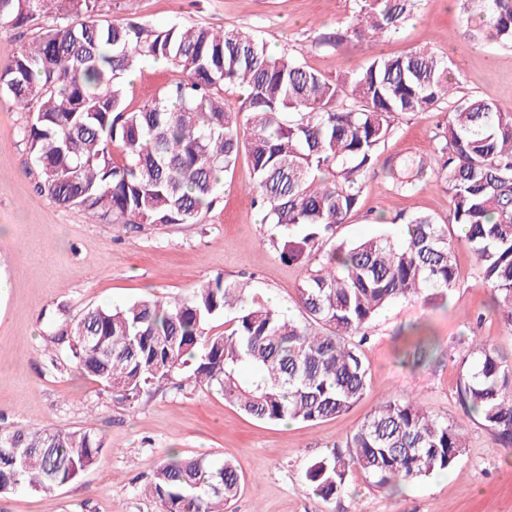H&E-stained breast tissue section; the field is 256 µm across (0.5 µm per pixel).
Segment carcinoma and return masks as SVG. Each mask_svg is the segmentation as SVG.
Listing matches in <instances>:
<instances>
[{
    "label": "carcinoma",
    "instance_id": "cac0c4a2",
    "mask_svg": "<svg viewBox=\"0 0 512 512\" xmlns=\"http://www.w3.org/2000/svg\"><path fill=\"white\" fill-rule=\"evenodd\" d=\"M347 25L319 40L341 47L395 34L417 0H353ZM53 23L24 49L0 54V90L27 113L19 136L39 170L38 189L64 208L111 224H196L234 172L251 162L270 244L280 259L306 268L298 287L304 320L246 295L218 276L176 301L147 297L90 308L53 343L79 373L133 404L150 386L192 368L246 414L264 422L335 418L364 396L371 372L362 328L412 296L443 302L457 284L453 238L466 242L512 328V107L455 94L448 58L411 50L371 57L332 80L235 27L178 23L148 28L105 23L101 0H0V25L24 28L39 15ZM76 16L79 24L70 22ZM461 21L475 34L512 45V0H462ZM170 64L177 77L152 99L127 102L126 72L141 59ZM247 91L239 112L224 106V86ZM447 107L448 123L430 152L385 167L391 190L421 182L448 192L451 218L405 221L407 234L336 241L357 210L367 175L402 114ZM227 312L224 332L204 326ZM93 336L96 346L80 340ZM458 396L512 448V355L473 351ZM255 377L246 379L242 370ZM103 447L91 428L0 431V497L18 489L51 492L87 471ZM306 472L313 494L333 499L361 470L392 490L455 469L464 425L431 415L410 399H387ZM241 477L229 460L174 455L147 490L162 512H226Z\"/></svg>",
    "mask_w": 512,
    "mask_h": 512
}]
</instances>
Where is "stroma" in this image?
<instances>
[{
    "label": "stroma",
    "instance_id": "obj_1",
    "mask_svg": "<svg viewBox=\"0 0 512 512\" xmlns=\"http://www.w3.org/2000/svg\"><path fill=\"white\" fill-rule=\"evenodd\" d=\"M112 22L162 26L173 21L255 34L271 54L289 53L327 77L358 69L376 54L425 50L449 57L460 91L512 102V48L474 37L461 21L460 0H420L413 18L377 42L343 47L319 43L345 26L353 0H103ZM174 77L167 64L144 59L127 85L139 104ZM446 110L402 116L381 149L382 162L426 154L445 127ZM24 112L0 93V429L93 428L104 440L82 477L51 492L22 489L0 499V512H160L144 487L172 454L233 461L242 474L228 512H512V448L499 445L480 421L468 423L454 472L390 491L354 471L332 502L313 496L306 471L344 446L384 399L417 398L430 413L462 417L457 384L476 344L512 353V329L493 306L477 259L461 241L453 251L458 282L446 303L399 301L365 329L371 369L365 396L346 413L323 421L262 423L189 371L143 393L132 406L80 376L51 340L53 316L66 306L73 320L90 307L121 306L147 295L169 301L215 277L244 283L249 293L298 315L297 288L306 271L280 260L271 230L249 186L250 162L236 168L198 224L137 227L90 222L83 211L56 204L37 187V167L18 135ZM425 214L447 223L448 194L419 186L394 194L382 167L365 182L358 209L337 230L354 241L396 234L397 214Z\"/></svg>",
    "mask_w": 512,
    "mask_h": 512
}]
</instances>
